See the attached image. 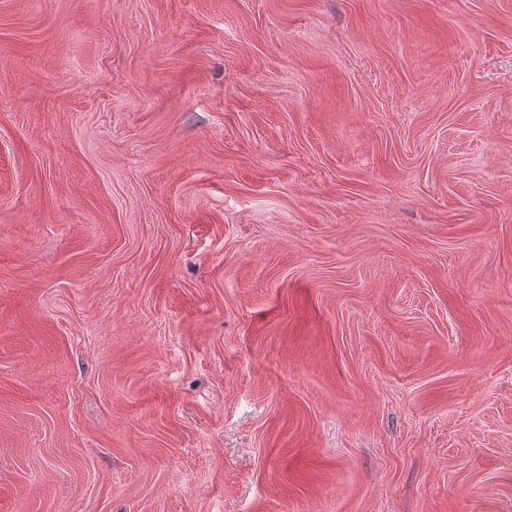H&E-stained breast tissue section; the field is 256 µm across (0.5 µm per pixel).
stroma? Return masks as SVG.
<instances>
[{"label":"stroma","mask_w":512,"mask_h":512,"mask_svg":"<svg viewBox=\"0 0 512 512\" xmlns=\"http://www.w3.org/2000/svg\"><path fill=\"white\" fill-rule=\"evenodd\" d=\"M0 512H512V0H0Z\"/></svg>","instance_id":"obj_1"}]
</instances>
